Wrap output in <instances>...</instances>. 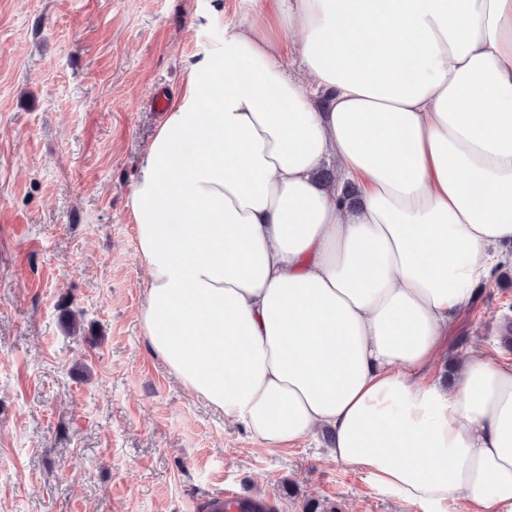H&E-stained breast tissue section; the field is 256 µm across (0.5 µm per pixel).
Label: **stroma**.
Returning a JSON list of instances; mask_svg holds the SVG:
<instances>
[{
  "mask_svg": "<svg viewBox=\"0 0 512 512\" xmlns=\"http://www.w3.org/2000/svg\"><path fill=\"white\" fill-rule=\"evenodd\" d=\"M263 0H0V512H406L320 440L270 453L186 392L139 323L129 191L185 63ZM512 277L489 270L434 374L478 342L512 360ZM208 512H270L267 501L254 495L226 491L213 498Z\"/></svg>",
  "mask_w": 512,
  "mask_h": 512,
  "instance_id": "1",
  "label": "stroma"
}]
</instances>
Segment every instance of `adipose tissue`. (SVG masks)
Here are the masks:
<instances>
[{
  "mask_svg": "<svg viewBox=\"0 0 512 512\" xmlns=\"http://www.w3.org/2000/svg\"><path fill=\"white\" fill-rule=\"evenodd\" d=\"M262 13L188 61L131 186L151 350L270 451L321 433L406 507L512 512V363L429 375L512 245V0Z\"/></svg>",
  "mask_w": 512,
  "mask_h": 512,
  "instance_id": "ef3b65f1",
  "label": "adipose tissue"
}]
</instances>
